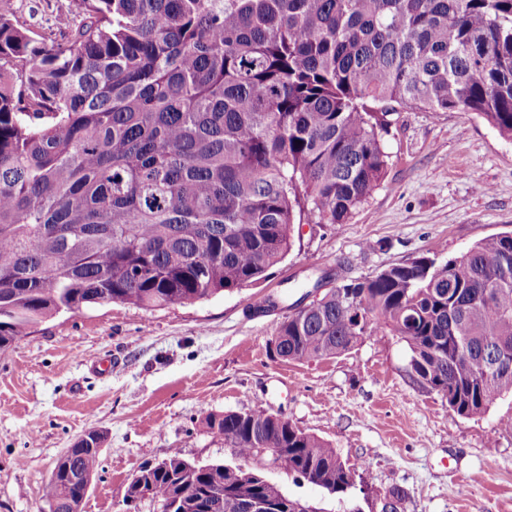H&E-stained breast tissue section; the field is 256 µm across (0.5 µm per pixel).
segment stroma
Masks as SVG:
<instances>
[{"instance_id": "35a3bbf8", "label": "stroma", "mask_w": 512, "mask_h": 512, "mask_svg": "<svg viewBox=\"0 0 512 512\" xmlns=\"http://www.w3.org/2000/svg\"><path fill=\"white\" fill-rule=\"evenodd\" d=\"M15 20L52 40L76 0H10ZM380 185L347 224H299L269 277L192 305L112 303L63 312L0 351V512H41L42 489L67 448L95 431L99 466L81 512H157L125 505L131 476L171 449L230 462L206 412L266 410L335 446L355 473L344 496L276 466L265 476L317 512H377L392 488L405 512H512V398L480 417L453 412L421 386L409 351L383 333L326 360L281 359L286 315L254 312L270 294L294 302L325 269L363 279L420 256L445 260L512 229V140L464 112L407 108L389 117Z\"/></svg>"}]
</instances>
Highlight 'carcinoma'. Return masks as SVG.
<instances>
[{"instance_id":"carcinoma-1","label":"carcinoma","mask_w":512,"mask_h":512,"mask_svg":"<svg viewBox=\"0 0 512 512\" xmlns=\"http://www.w3.org/2000/svg\"><path fill=\"white\" fill-rule=\"evenodd\" d=\"M46 43L0 11V350L61 312L193 304L266 279L297 224H345L380 184L400 108L512 139V0H78ZM275 348L334 358L387 331L466 418L512 396V232L287 306ZM237 462L172 449L127 484L159 512H315L254 465L276 448L332 494L356 474L265 410L210 412ZM99 451L42 491L80 512Z\"/></svg>"}]
</instances>
